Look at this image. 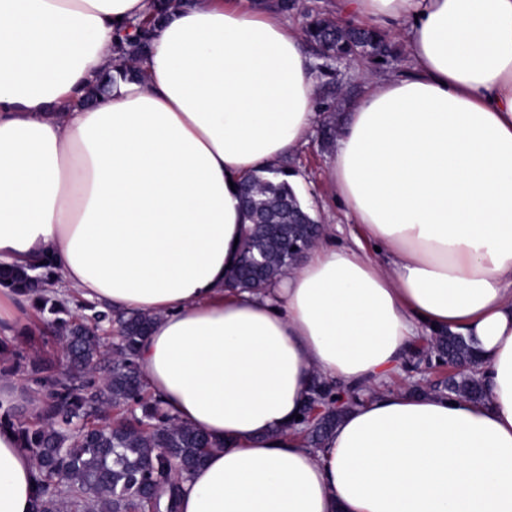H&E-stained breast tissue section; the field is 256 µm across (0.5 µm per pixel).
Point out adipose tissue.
I'll return each mask as SVG.
<instances>
[{
	"mask_svg": "<svg viewBox=\"0 0 512 512\" xmlns=\"http://www.w3.org/2000/svg\"><path fill=\"white\" fill-rule=\"evenodd\" d=\"M335 9L408 50L338 128L359 233L248 294L225 286L232 185L308 142L302 35L252 0H174L140 79L98 97L148 0H0V265L48 258L51 290L154 316L147 390L219 443L179 512H512V0ZM442 331L476 340L483 400L391 387ZM316 377L374 396L307 448ZM34 472L0 428V512H33Z\"/></svg>",
	"mask_w": 512,
	"mask_h": 512,
	"instance_id": "ef3b65f1",
	"label": "adipose tissue"
}]
</instances>
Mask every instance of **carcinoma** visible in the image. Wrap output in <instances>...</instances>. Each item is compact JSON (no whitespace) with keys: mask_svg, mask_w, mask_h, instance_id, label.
Masks as SVG:
<instances>
[{"mask_svg":"<svg viewBox=\"0 0 512 512\" xmlns=\"http://www.w3.org/2000/svg\"><path fill=\"white\" fill-rule=\"evenodd\" d=\"M169 8L170 0H152L146 20L130 19L117 30L113 52L119 76H140L136 63L149 52ZM304 34L323 60L319 72L324 75L356 58L383 66L394 57L381 31L341 25L318 13L306 14ZM294 175L284 163L240 183L250 225L230 273L231 287L253 292L273 287L321 234L289 181ZM290 203L305 212L307 223H288ZM255 259L261 262L258 277L249 272ZM53 276L48 260L0 269V286L31 302L47 332L43 343L57 347L53 355L33 358L13 341L0 339V375L25 373L43 398L35 422L18 409L0 414V428H11L35 460L33 512H175L183 482L219 444L165 413L146 390L138 353L154 317L83 300L73 304L45 289ZM474 352L466 336L435 334L416 363L425 372L445 366L458 372L436 384L413 381L408 390L483 399L481 381L468 370ZM372 396L362 388L342 394L330 382L313 379L306 406L319 405L326 414L314 428L301 426L305 444L322 447L340 418Z\"/></svg>","mask_w":512,"mask_h":512,"instance_id":"obj_1","label":"carcinoma"}]
</instances>
